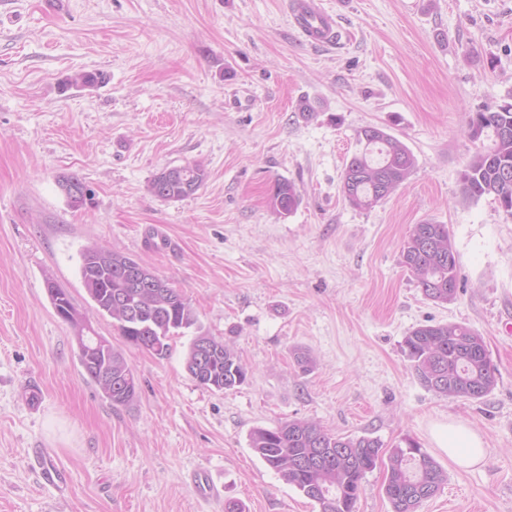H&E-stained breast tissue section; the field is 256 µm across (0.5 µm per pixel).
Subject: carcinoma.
I'll list each match as a JSON object with an SVG mask.
<instances>
[{
    "label": "carcinoma",
    "mask_w": 512,
    "mask_h": 512,
    "mask_svg": "<svg viewBox=\"0 0 512 512\" xmlns=\"http://www.w3.org/2000/svg\"><path fill=\"white\" fill-rule=\"evenodd\" d=\"M105 81L101 72H81L67 79L85 87ZM468 135L474 141L488 136L492 147L475 152L464 166L460 174L463 194L475 200L492 196L512 215V102L488 106L469 117ZM357 143L361 149L344 168L342 194L350 206L366 210L385 199L384 185L394 192L408 179L415 158L401 140L378 126L359 131ZM207 176L206 168L198 163L164 169L151 180L150 191L167 201L181 200L196 193ZM269 199L281 215L293 213L299 203L295 186L283 179L270 186ZM400 257L425 298L435 303L454 300L459 262L448 225H414ZM133 263L140 261L96 246L81 253L82 283L99 315L111 318L127 343L158 355L168 351L172 337L192 329L186 356L190 377L216 391L245 384L246 365L232 347L197 325L179 289L149 269L144 277L150 282L148 288L123 278ZM48 294L63 320L81 326L73 318L76 308L64 289L55 286ZM403 350L419 383L441 396L479 400L496 386V370L484 338L466 326H419L405 336ZM79 360L112 405L128 406L136 400L138 384L132 367L115 347L91 354L81 349ZM249 441L282 480L318 505L319 512H354L362 480L380 463L387 472L384 493L392 512H417L447 481L438 462L411 438L385 452L375 438L332 435L313 420L293 419L272 429L255 428Z\"/></svg>",
    "instance_id": "cac0c4a2"
}]
</instances>
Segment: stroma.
I'll list each match as a JSON object with an SVG mask.
<instances>
[{
    "instance_id": "obj_1",
    "label": "stroma",
    "mask_w": 512,
    "mask_h": 512,
    "mask_svg": "<svg viewBox=\"0 0 512 512\" xmlns=\"http://www.w3.org/2000/svg\"><path fill=\"white\" fill-rule=\"evenodd\" d=\"M341 39L302 40L286 0H0V512H318L249 445L253 428L311 419L391 448L420 442L448 475L418 512H512V216L466 198L460 173L489 138L469 115L512 99V0H324ZM103 72L97 88L62 87ZM320 103L316 119L296 112ZM378 126L416 166L367 210L341 191L356 135ZM205 184L155 197L161 170ZM94 190L73 209L57 186ZM295 184L296 210L270 204ZM447 225L455 299H426L401 264L413 225ZM90 246L133 255L182 291L199 325L251 371L224 392L185 368L189 335L159 356L99 316L79 275ZM54 280L134 369L115 407L85 374ZM483 336L497 384L485 398L425 389L402 350L426 324ZM308 350L311 372L294 362ZM40 389L31 410L29 389ZM470 425L488 450L463 470L434 440ZM53 464L60 478L43 476ZM207 176L206 168L198 163L164 169L151 180L150 191L163 200H181L196 193ZM269 199L273 208L280 215L293 213L299 203V195L295 186L283 179L275 180L270 186Z\"/></svg>"
}]
</instances>
